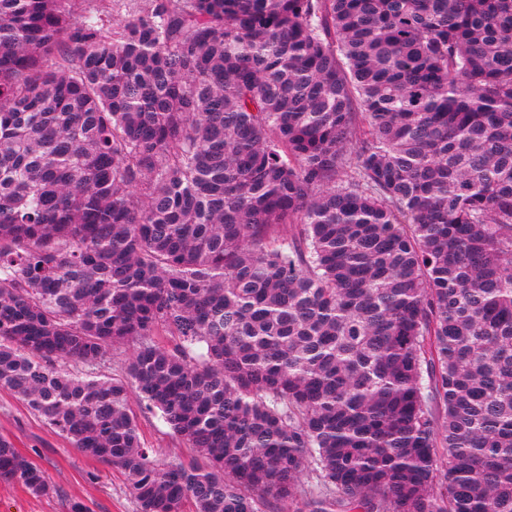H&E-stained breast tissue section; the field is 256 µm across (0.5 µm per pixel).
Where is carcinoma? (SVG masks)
<instances>
[{"label":"carcinoma","mask_w":512,"mask_h":512,"mask_svg":"<svg viewBox=\"0 0 512 512\" xmlns=\"http://www.w3.org/2000/svg\"><path fill=\"white\" fill-rule=\"evenodd\" d=\"M0 390L139 512H512V0H0ZM131 402L140 423L142 436L151 448L156 449L158 457L162 460H178L188 464L192 460L190 449L172 434L162 420L141 409L135 398Z\"/></svg>","instance_id":"cac0c4a2"}]
</instances>
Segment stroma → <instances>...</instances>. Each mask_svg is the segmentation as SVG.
<instances>
[{
    "label": "stroma",
    "instance_id": "obj_1",
    "mask_svg": "<svg viewBox=\"0 0 512 512\" xmlns=\"http://www.w3.org/2000/svg\"><path fill=\"white\" fill-rule=\"evenodd\" d=\"M142 436L160 459L190 462L192 453L162 420L144 409L136 411ZM0 436L39 467L49 484L44 495L0 481V512H70L74 502L86 512H137L120 473L89 459L70 442L43 424L26 404L0 391Z\"/></svg>",
    "mask_w": 512,
    "mask_h": 512
}]
</instances>
